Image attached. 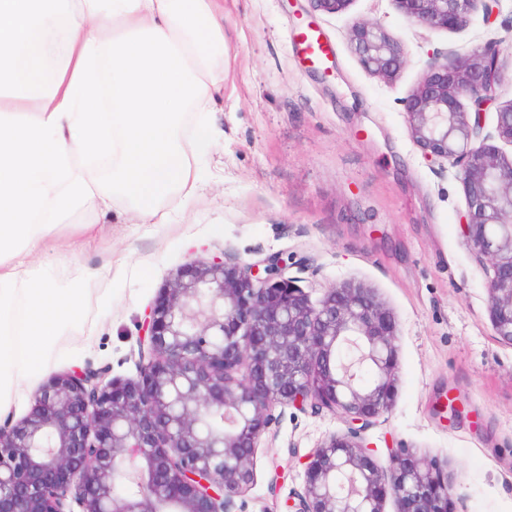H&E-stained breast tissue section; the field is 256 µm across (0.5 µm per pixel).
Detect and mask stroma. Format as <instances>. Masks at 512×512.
Masks as SVG:
<instances>
[{
	"mask_svg": "<svg viewBox=\"0 0 512 512\" xmlns=\"http://www.w3.org/2000/svg\"><path fill=\"white\" fill-rule=\"evenodd\" d=\"M227 65L212 119L222 135L199 159L208 185L177 194L152 224L86 209L72 224L90 233L32 256L59 285L76 271L93 279L53 371L110 365L136 377L146 310L190 263L228 254L253 262L272 252L304 257L305 290L354 282L375 290L396 318L398 366L391 411L364 438L379 466L405 447L448 472L454 512H512V345L488 316L485 263L460 229L467 208L457 166L424 158L404 103L433 54L466 56L499 44V102L512 100V0L460 30L410 22L394 0H352L341 15H310L308 0H223ZM377 22L398 40L406 65L393 81L368 74L350 48L355 21ZM313 22L333 47L311 67L292 36ZM454 398L458 415L443 412ZM254 458V482L238 512H284L304 487L303 461L344 432L321 410L279 407Z\"/></svg>",
	"mask_w": 512,
	"mask_h": 512,
	"instance_id": "obj_1",
	"label": "stroma"
}]
</instances>
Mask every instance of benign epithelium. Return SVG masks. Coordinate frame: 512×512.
I'll list each match as a JSON object with an SVG mask.
<instances>
[{
  "instance_id": "obj_1",
  "label": "benign epithelium",
  "mask_w": 512,
  "mask_h": 512,
  "mask_svg": "<svg viewBox=\"0 0 512 512\" xmlns=\"http://www.w3.org/2000/svg\"><path fill=\"white\" fill-rule=\"evenodd\" d=\"M309 2L336 16L351 0ZM491 2L395 0L410 21L446 30ZM350 42L382 79L406 64L377 23H355ZM501 78L495 44L434 56L405 112L424 157L460 167L463 236L490 266L493 334L512 344V157L498 146H512V101L495 104ZM307 269L283 253L190 264L145 315L136 378L112 377L109 365L52 374L20 423L0 424V512H235L278 406L325 408L346 425L307 455L287 512H384L389 498L394 512H453L440 466L397 448L382 469L362 441L393 405L395 317L361 286L329 288L313 305L301 286Z\"/></svg>"
}]
</instances>
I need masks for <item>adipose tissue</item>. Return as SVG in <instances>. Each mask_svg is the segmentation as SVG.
<instances>
[{
    "instance_id": "ef3b65f1",
    "label": "adipose tissue",
    "mask_w": 512,
    "mask_h": 512,
    "mask_svg": "<svg viewBox=\"0 0 512 512\" xmlns=\"http://www.w3.org/2000/svg\"><path fill=\"white\" fill-rule=\"evenodd\" d=\"M225 55L218 0H0V409L50 368L91 280L57 287L26 255L87 205L150 224L196 192Z\"/></svg>"
}]
</instances>
